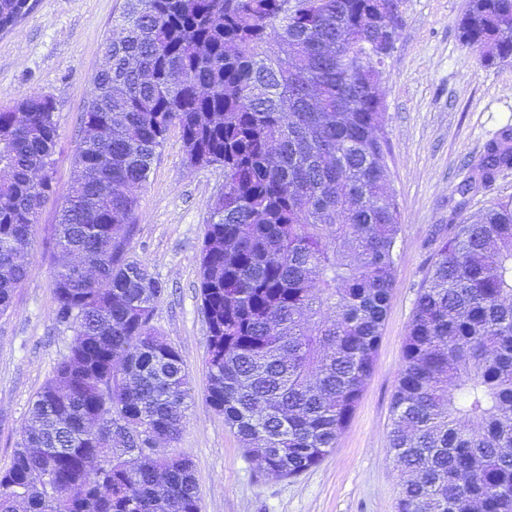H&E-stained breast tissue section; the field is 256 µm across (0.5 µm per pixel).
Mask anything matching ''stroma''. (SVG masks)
I'll return each mask as SVG.
<instances>
[{
	"label": "stroma",
	"instance_id": "stroma-1",
	"mask_svg": "<svg viewBox=\"0 0 512 512\" xmlns=\"http://www.w3.org/2000/svg\"><path fill=\"white\" fill-rule=\"evenodd\" d=\"M467 0H402V23L380 84L391 186L400 203L395 281L372 374L357 409L323 461L278 478L245 455L235 430L205 403L208 324L199 258L209 205L224 185L216 165L184 161L171 129L145 183L130 253L164 281L153 326L179 351L194 402L169 454L193 465L201 512H398L400 475L390 453L392 399L417 294L448 223L476 222L512 195V168L458 208L457 187L473 175L486 144L512 127V62L482 66L461 39ZM28 13L0 31V109L48 96L55 103V192L32 227L28 273L12 310L0 315V469L9 466L29 403L72 340L55 322L52 243L72 185L80 115L105 40L123 0H29Z\"/></svg>",
	"mask_w": 512,
	"mask_h": 512
}]
</instances>
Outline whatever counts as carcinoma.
Returning a JSON list of instances; mask_svg holds the SVG:
<instances>
[{
    "label": "carcinoma",
    "instance_id": "carcinoma-1",
    "mask_svg": "<svg viewBox=\"0 0 512 512\" xmlns=\"http://www.w3.org/2000/svg\"><path fill=\"white\" fill-rule=\"evenodd\" d=\"M0 0V28L28 11ZM383 0H124L79 127L54 247L57 325L73 341L31 401L0 512H200L170 456L192 400L151 325L167 285L129 256L168 131L185 161L224 167L200 257L207 405L265 471L295 477L336 448L372 371L394 284L399 202L386 163ZM463 41L512 60V0H468ZM280 38L282 54L268 50ZM54 103L0 110V314L27 275L52 192ZM512 167L485 147L458 207ZM399 512H512V196L454 224L420 289L393 396Z\"/></svg>",
    "mask_w": 512,
    "mask_h": 512
}]
</instances>
